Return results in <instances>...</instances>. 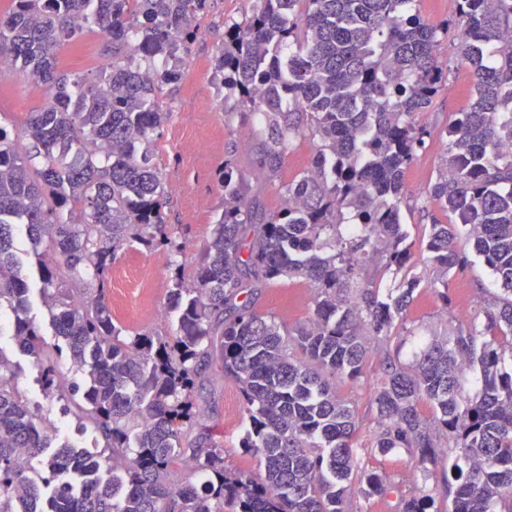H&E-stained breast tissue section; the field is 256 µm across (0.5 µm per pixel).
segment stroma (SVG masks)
I'll list each match as a JSON object with an SVG mask.
<instances>
[{
  "label": "stroma",
  "instance_id": "35a3bbf8",
  "mask_svg": "<svg viewBox=\"0 0 512 512\" xmlns=\"http://www.w3.org/2000/svg\"><path fill=\"white\" fill-rule=\"evenodd\" d=\"M249 7L248 0H211L207 14L198 21L199 33L189 45L184 78L169 92L171 116L158 132L155 161L167 175L165 220L172 244H179V251H172V245L133 246L118 254L114 268L125 270L129 277L151 281L152 289L147 296H140L135 289L112 279L102 288L92 281L84 284L86 297L100 293L114 301L115 319L130 333L154 335L172 331V320L158 319L155 312L167 306L175 268L191 272L211 234L223 205L221 175L225 157L235 155L246 175L254 173L246 148L256 143L260 124L253 118L245 121L240 115L222 112L211 85V60L224 40V24L241 19ZM414 8L430 24H447L448 35L441 39L437 54L441 60L450 61L451 71L430 112L419 118L430 135L425 149L419 151L406 174L407 198L402 206V223L412 242L418 241L423 226L432 219L443 216L448 223L456 221L455 215H443L429 202L425 190L435 179L444 156L446 130L458 113L469 107L474 89L470 65L455 56L461 29L455 0H414ZM107 55L104 41L93 30L85 31L78 44L59 51L63 70L71 74L95 71V58ZM46 98V88L22 74L0 75V121L6 125L21 128L29 112L43 106ZM496 290L491 272L478 258H471L448 281L450 307H443L434 294H425L419 306L412 309L408 326L423 337L453 335L457 328L477 318L480 295ZM311 306L309 289L288 281L263 289L256 300L259 313L274 315L287 325L308 316ZM0 355L9 359L24 402L41 416L45 425L55 430L57 442L89 451L103 448L104 442L95 430L79 427L75 417L62 413L58 396L44 391L39 367L13 337L11 309L5 303L0 305ZM197 405L202 423L215 426L224 444L226 465L238 466L239 441L244 432L239 392L224 378L220 367L209 370Z\"/></svg>",
  "mask_w": 512,
  "mask_h": 512
}]
</instances>
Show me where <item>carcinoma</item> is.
<instances>
[{
	"label": "carcinoma",
	"instance_id": "1",
	"mask_svg": "<svg viewBox=\"0 0 512 512\" xmlns=\"http://www.w3.org/2000/svg\"><path fill=\"white\" fill-rule=\"evenodd\" d=\"M224 23L211 82L225 112L256 117L252 165L295 205L258 214L260 192L224 165V205L192 275L177 268L167 307L172 336L122 333L104 302L118 253L170 242L166 176L155 133L169 119L166 91L184 74L188 43L208 0H12L0 16V72L46 87L20 130L0 124V302L19 347L63 392L14 253L26 225L57 354L68 351L85 388L76 416L97 429L98 454L61 446L29 476L52 438L23 401L0 355V512H354V499L393 493L398 512H512V0H456L458 53L475 95L448 128L427 187L457 216L433 220L419 242L431 274L415 270L402 228L405 172L425 146L430 110L450 65L439 29L413 0H250ZM106 32L112 66L92 80L59 70V49L85 30ZM313 166L282 181L296 141ZM478 256L501 287L480 298L482 328L416 338L400 358L418 296L443 307L448 275ZM89 276L97 297L79 295ZM390 276L396 288L381 293ZM283 278L314 291L311 316L285 326L252 296ZM220 365L241 397V448L256 469L224 463L214 428L196 418L195 392ZM375 374L369 407L382 456L444 485L406 490L359 465L358 403L336 387ZM473 373L477 391L463 380ZM260 473H255V470ZM186 470L197 477L177 486Z\"/></svg>",
	"mask_w": 512,
	"mask_h": 512
}]
</instances>
